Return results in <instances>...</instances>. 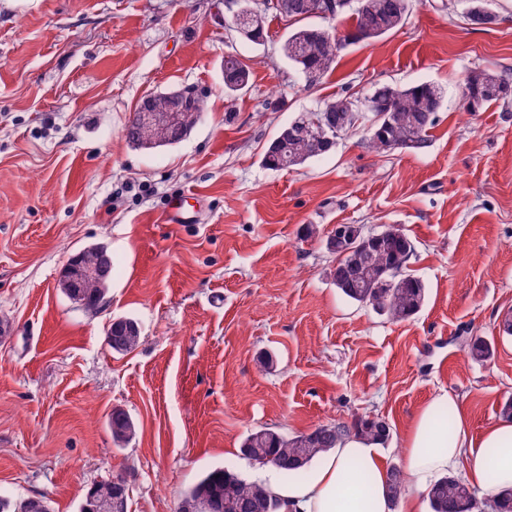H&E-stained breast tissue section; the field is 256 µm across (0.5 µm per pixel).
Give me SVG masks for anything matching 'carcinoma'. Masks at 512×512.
Segmentation results:
<instances>
[{"label": "carcinoma", "instance_id": "obj_1", "mask_svg": "<svg viewBox=\"0 0 512 512\" xmlns=\"http://www.w3.org/2000/svg\"><path fill=\"white\" fill-rule=\"evenodd\" d=\"M309 0H280L275 14L288 21L290 30L284 43L294 42L298 54L290 63L314 81L322 79L336 62L344 45L375 40L404 25L413 0H352L350 7L337 11L332 17L321 18L322 24H313L316 18L307 9ZM352 20L351 30L343 34L333 23L344 15ZM232 76L234 84L224 85L227 93L247 90L251 71L240 69L236 60L224 59V76ZM512 89L509 73L501 75H471L463 90L467 111L480 112L506 98L502 89ZM353 95L337 96L323 103L318 111L304 112L272 140L263 156L269 169L287 168L288 157L306 161L330 152L338 137L331 140L308 139L305 126L315 120L336 129L348 119V106ZM442 103L441 90L433 83L423 82L409 87L383 85L377 88L359 114L360 124L367 127V148L377 154L391 150L422 151L429 147L428 131L435 124L436 113ZM206 102L191 106L182 112V121L174 129L179 138L192 131ZM123 135L134 148H143V126L130 117ZM415 251L412 240L403 232L396 234L384 229L371 236L338 247L333 280L336 287L349 299L372 307L388 320L401 322L417 313L425 300L423 281L408 272V264ZM110 280L88 282L80 289L77 304L88 311L101 306L109 289ZM141 342V332L126 324H116L112 352L124 354ZM474 360L486 362L493 356L490 342L478 338L470 347ZM112 438L118 442L135 435L131 417L121 408L112 409ZM391 426L382 418L373 420L358 417L350 424L329 422L319 425L306 435L288 436L270 428L248 433L242 440L241 453L254 464L271 467L287 478L299 477L321 455L336 447L344 438L357 435L376 444L385 443ZM405 479L400 468L392 467L389 492L397 500L405 491ZM427 498L432 512H484L483 501L477 492L459 477L450 475L438 479L429 489ZM212 512H279L280 502L272 488L263 482H248L238 474L216 468L204 474L180 499L177 512H204V502ZM493 512H512V488L502 489L490 496Z\"/></svg>", "mask_w": 512, "mask_h": 512}]
</instances>
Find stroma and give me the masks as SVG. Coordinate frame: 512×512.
<instances>
[{
  "mask_svg": "<svg viewBox=\"0 0 512 512\" xmlns=\"http://www.w3.org/2000/svg\"><path fill=\"white\" fill-rule=\"evenodd\" d=\"M468 0H417L406 23L349 45L310 84L281 53L224 25L221 0H0V494L78 512L95 483L123 477L128 512H175L214 467L282 482L240 453L247 433H306L378 416V451L403 439L432 397H456L471 438L512 397V98L469 113L472 73H512V0L470 24ZM252 71L224 91V58ZM432 82L444 101L422 152L375 154L365 127L288 169L262 157L298 113L381 84ZM190 87L208 110L180 143L131 147L123 129L148 95ZM196 214L175 224L170 203ZM322 235L310 238L307 225ZM339 224L395 226L413 241L420 311L392 323L345 297L325 235ZM112 256L102 308L60 287L88 245ZM142 341L112 353V319ZM494 345L470 359L472 339ZM136 424L112 439L109 416ZM112 438L117 442L129 441L135 435V425L131 417L121 408L112 410Z\"/></svg>",
  "mask_w": 512,
  "mask_h": 512,
  "instance_id": "obj_1",
  "label": "stroma"
}]
</instances>
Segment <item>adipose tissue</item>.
<instances>
[{
    "instance_id": "ef3b65f1",
    "label": "adipose tissue",
    "mask_w": 512,
    "mask_h": 512,
    "mask_svg": "<svg viewBox=\"0 0 512 512\" xmlns=\"http://www.w3.org/2000/svg\"><path fill=\"white\" fill-rule=\"evenodd\" d=\"M447 408L453 425L441 422ZM401 469L408 493L392 500L390 470L376 446L349 436L322 455L305 479L275 485L280 512H421L418 493L445 475L462 473L467 483L491 492L512 486V421L489 427L472 439L455 397L440 394L419 412L404 437Z\"/></svg>"
}]
</instances>
